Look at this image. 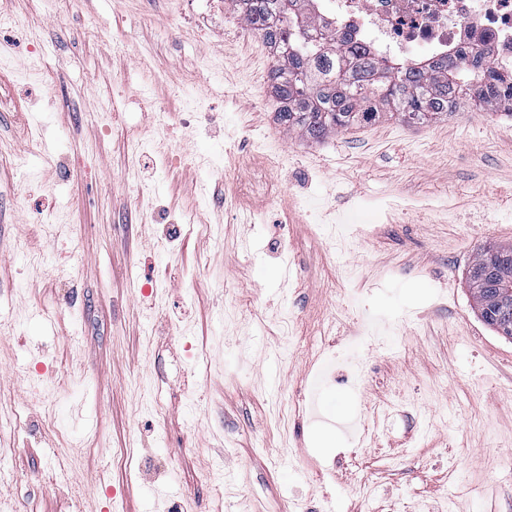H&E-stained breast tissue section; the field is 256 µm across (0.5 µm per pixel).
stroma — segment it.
I'll use <instances>...</instances> for the list:
<instances>
[{
  "label": "stroma",
  "mask_w": 512,
  "mask_h": 512,
  "mask_svg": "<svg viewBox=\"0 0 512 512\" xmlns=\"http://www.w3.org/2000/svg\"><path fill=\"white\" fill-rule=\"evenodd\" d=\"M0 16L54 76L0 112V501L212 512L218 481L224 512H512V339L466 285L512 241V117L311 142L230 0Z\"/></svg>",
  "instance_id": "1"
}]
</instances>
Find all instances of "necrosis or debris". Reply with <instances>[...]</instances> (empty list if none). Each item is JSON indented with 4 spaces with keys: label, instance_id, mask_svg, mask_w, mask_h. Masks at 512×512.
Masks as SVG:
<instances>
[{
    "label": "necrosis or debris",
    "instance_id": "1",
    "mask_svg": "<svg viewBox=\"0 0 512 512\" xmlns=\"http://www.w3.org/2000/svg\"><path fill=\"white\" fill-rule=\"evenodd\" d=\"M318 13L353 43L411 58L471 51L486 40L494 63L512 65V0H319Z\"/></svg>",
    "mask_w": 512,
    "mask_h": 512
}]
</instances>
